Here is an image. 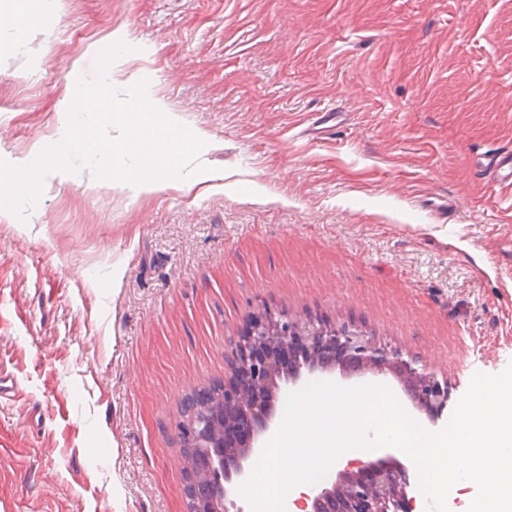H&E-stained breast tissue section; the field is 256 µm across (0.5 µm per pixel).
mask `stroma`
<instances>
[{
  "label": "stroma",
  "mask_w": 512,
  "mask_h": 512,
  "mask_svg": "<svg viewBox=\"0 0 512 512\" xmlns=\"http://www.w3.org/2000/svg\"><path fill=\"white\" fill-rule=\"evenodd\" d=\"M204 143L156 191L49 173L0 210V512H187L180 407L269 312L352 322L448 380L512 363V0H49L0 27V159L78 78ZM480 165L491 183L512 192V152L488 151L481 157Z\"/></svg>",
  "instance_id": "stroma-1"
}]
</instances>
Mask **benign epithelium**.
I'll return each mask as SVG.
<instances>
[{"label":"benign epithelium","instance_id":"7a95c632","mask_svg":"<svg viewBox=\"0 0 512 512\" xmlns=\"http://www.w3.org/2000/svg\"><path fill=\"white\" fill-rule=\"evenodd\" d=\"M308 373H393L417 408L435 420L448 404V381L411 357L375 344L355 324L327 329L314 319L264 315L255 318L235 346V375L220 400L203 395V415L180 425V439L196 447L222 448L204 474H190L188 512H243L232 492L250 476L262 451L260 438L275 416L276 393ZM405 467L386 455L358 461L337 472L313 497L307 512H415Z\"/></svg>","mask_w":512,"mask_h":512}]
</instances>
